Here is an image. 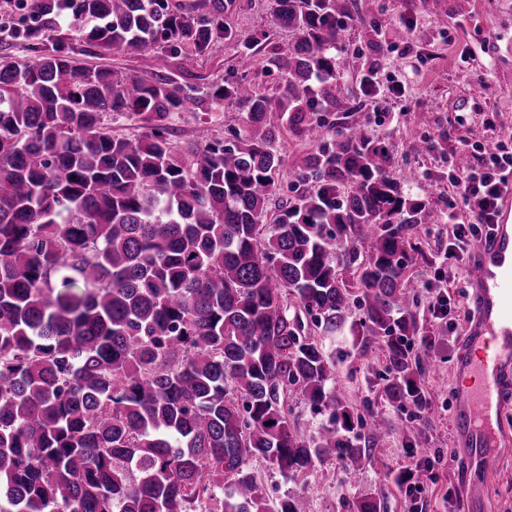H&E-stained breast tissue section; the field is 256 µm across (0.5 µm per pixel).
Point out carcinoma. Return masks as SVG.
<instances>
[{"label": "carcinoma", "mask_w": 512, "mask_h": 512, "mask_svg": "<svg viewBox=\"0 0 512 512\" xmlns=\"http://www.w3.org/2000/svg\"><path fill=\"white\" fill-rule=\"evenodd\" d=\"M270 2L295 32L263 65L288 75L274 96L249 68L203 91L154 70L160 52L235 38L224 0H31L37 24L8 33L29 58L0 60V512H310L269 501L251 463L305 482L331 456L378 459L391 428L336 393V361L304 334L335 333L352 305L359 355L387 349L388 400L422 407L411 340L441 337L419 336L410 267L429 255L411 230L436 214L363 123L326 138L351 0ZM61 20L98 56L139 55L140 73L76 63L51 37ZM206 98L252 132L188 163L170 120ZM109 114L149 133L114 135ZM288 132L319 149L271 214ZM293 394L327 416L309 439Z\"/></svg>", "instance_id": "carcinoma-1"}]
</instances>
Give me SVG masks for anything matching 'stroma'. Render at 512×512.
I'll return each mask as SVG.
<instances>
[{"instance_id": "35a3bbf8", "label": "stroma", "mask_w": 512, "mask_h": 512, "mask_svg": "<svg viewBox=\"0 0 512 512\" xmlns=\"http://www.w3.org/2000/svg\"><path fill=\"white\" fill-rule=\"evenodd\" d=\"M353 20L341 37L348 47L340 67L336 110L329 119L344 116L366 120L370 135L390 145L395 175L414 171L419 179L412 192L435 211L438 221L417 225L414 233L436 251L433 263L411 268L422 282L417 306L426 333L440 335L433 348L415 344L423 363L422 386L428 406L418 413L397 407L382 392L386 355L373 348L366 357H352V339L343 334L323 337L336 356V386L361 415L376 414L393 429L374 465H345L329 459L316 465L310 492L313 512H345L351 496L370 490L386 497V512H408L417 502L422 512H464L472 490H479V512H512V444L498 448L499 468L490 474L476 471L464 450L456 446L450 415L456 392L453 367L461 351L460 339L449 336V325L464 327L468 320L466 284L469 263L449 264L448 203L453 188L448 161L461 154L466 142L485 149L497 142L512 143V0H354ZM224 23L237 35L219 41L210 56L161 53L155 69L182 83L200 87L229 77L238 65L240 44L252 42L257 59L286 52L290 30L272 24L269 0H224ZM379 79L378 93L363 95L361 81L368 70ZM430 113L428 126L416 125V112ZM174 150L189 161L197 148L229 130L248 134L246 112L232 105L213 108L203 100L193 110L175 113ZM441 143L439 152H419L420 144ZM451 297L447 319H435L430 306L438 294ZM425 443L412 447L417 430ZM432 459L421 471L416 498L397 486L398 470Z\"/></svg>"}]
</instances>
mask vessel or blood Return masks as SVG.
Returning a JSON list of instances; mask_svg holds the SVG:
<instances>
[{"instance_id":"vessel-or-blood-1","label":"vessel or blood","mask_w":512,"mask_h":512,"mask_svg":"<svg viewBox=\"0 0 512 512\" xmlns=\"http://www.w3.org/2000/svg\"><path fill=\"white\" fill-rule=\"evenodd\" d=\"M474 258L471 320L455 364L459 387L452 417L471 463L489 473L499 466L494 450L504 439L501 415L512 389V191L503 195L498 222L477 244Z\"/></svg>"}]
</instances>
